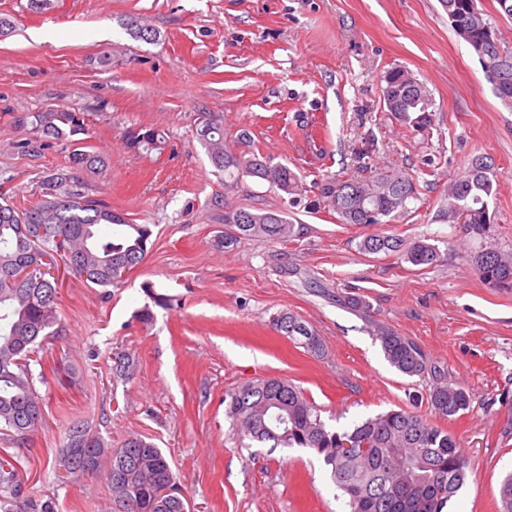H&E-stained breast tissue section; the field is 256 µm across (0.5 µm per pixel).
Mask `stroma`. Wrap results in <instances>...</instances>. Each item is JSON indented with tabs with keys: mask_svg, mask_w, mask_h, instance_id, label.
<instances>
[{
	"mask_svg": "<svg viewBox=\"0 0 512 512\" xmlns=\"http://www.w3.org/2000/svg\"><path fill=\"white\" fill-rule=\"evenodd\" d=\"M0 17L13 23L0 34V183L14 204L37 200L45 172L73 150L28 144L33 113L73 106L86 118V149L105 159L102 171L79 173L84 192L153 230L122 287L58 272L61 332L39 353L44 420L22 447L0 429V457L17 462L25 495L52 500L55 512H127L104 476L56 467L80 422L115 444L130 434L154 442L191 512H347L310 451L241 447L224 397L275 377L300 386L333 428L399 407L427 413L433 379L387 362L373 335L384 324L471 395L469 410L437 421L471 466L449 512H497L500 480L512 472V291L483 284L467 256L484 244L512 253V108L440 0H51L40 13L28 0H0ZM127 18L154 28L156 41L128 34ZM394 67L430 90L429 133L387 112L381 77ZM208 115L227 138L248 129L263 156L298 173L302 195L249 177L225 189L196 138ZM141 128L157 131L162 148L127 145ZM367 136L379 171L422 181L411 216L390 230L430 239L436 264L361 253L377 226L338 223L318 195L315 181L357 175ZM478 155L491 158L498 183L484 241L441 216L449 183ZM241 207L287 212L299 233L217 247L225 213ZM155 294L170 305H153ZM352 295L367 315L343 306ZM280 311L317 332L321 356L273 329Z\"/></svg>",
	"mask_w": 512,
	"mask_h": 512,
	"instance_id": "35a3bbf8",
	"label": "stroma"
}]
</instances>
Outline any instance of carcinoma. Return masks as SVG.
I'll return each mask as SVG.
<instances>
[{
    "label": "carcinoma",
    "instance_id": "cac0c4a2",
    "mask_svg": "<svg viewBox=\"0 0 512 512\" xmlns=\"http://www.w3.org/2000/svg\"><path fill=\"white\" fill-rule=\"evenodd\" d=\"M448 21L458 37L475 46L487 79L497 97L512 107V55L499 52L496 34L477 7V0H442ZM125 29L143 41L157 33L129 19ZM383 101L391 116L414 132L432 128L431 94L411 72L394 68L383 76ZM36 142L69 140L81 144L84 113L67 107L48 108L33 115ZM197 136L212 166L227 175L224 186L234 187L244 176L267 182L285 194L304 189L288 166L273 164L251 147L249 131L242 130L237 145L224 140L222 122L212 116L202 120ZM127 143L138 148H161L158 133L130 131ZM375 143L359 152L361 174L352 178H326L316 183L341 224H392L405 218L410 204L420 199L418 177L406 170L388 173L372 170ZM470 160L463 174L448 186L444 216L462 225L471 238L485 239L493 225L489 201L496 194L493 169ZM104 165L97 153L75 151L68 165L46 172L40 198L19 208L0 192V427L23 437L43 418L32 363L39 362L43 342L58 335L60 324L57 277L63 262L87 285L108 288L123 283L125 275L140 265L148 252L152 229L132 224L111 206L77 189L78 171ZM228 224L220 244L234 249L243 239L264 238L286 242L294 224L281 211L237 209L224 215ZM364 254L397 256L414 266H431L440 259L436 245L426 240L406 242L381 232L359 242ZM468 261L478 278L501 290L512 289V255L494 248L475 251ZM298 327L288 338L300 339L311 354L323 353L314 330L291 312L272 317L281 333L284 326ZM381 350L398 372L407 377L430 373L434 382L426 392L428 409L449 419L471 406L469 392L433 366L412 340L388 326L376 330ZM225 413L241 437L261 448H306L320 457L335 485L346 495L350 512H444L465 484L469 461L457 455V441L448 430L427 416L400 408L368 417L347 430L329 427L302 389L282 378L251 381L227 395ZM109 463L111 494L127 503L129 512H178L173 498L159 500L156 486L172 470L154 443L138 435L125 437L112 448L83 425L68 433L59 466L69 476H96ZM499 512H512V474L499 487ZM0 512H55L53 501L22 493L15 465L0 461Z\"/></svg>",
    "mask_w": 512,
    "mask_h": 512
}]
</instances>
